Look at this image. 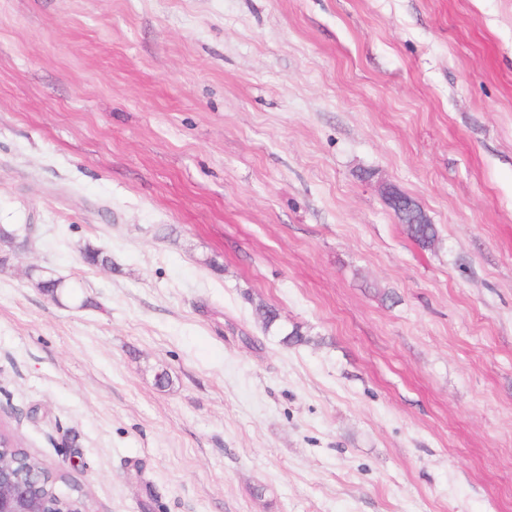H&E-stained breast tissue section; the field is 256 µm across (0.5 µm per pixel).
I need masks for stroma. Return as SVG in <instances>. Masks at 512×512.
<instances>
[{
    "mask_svg": "<svg viewBox=\"0 0 512 512\" xmlns=\"http://www.w3.org/2000/svg\"><path fill=\"white\" fill-rule=\"evenodd\" d=\"M28 224L0 432L87 512H512V0H0Z\"/></svg>",
    "mask_w": 512,
    "mask_h": 512,
    "instance_id": "35a3bbf8",
    "label": "stroma"
}]
</instances>
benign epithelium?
Wrapping results in <instances>:
<instances>
[{"label": "benign epithelium", "instance_id": "1", "mask_svg": "<svg viewBox=\"0 0 512 512\" xmlns=\"http://www.w3.org/2000/svg\"><path fill=\"white\" fill-rule=\"evenodd\" d=\"M0 434V512H86L79 487L57 489L59 474L27 471Z\"/></svg>", "mask_w": 512, "mask_h": 512}]
</instances>
